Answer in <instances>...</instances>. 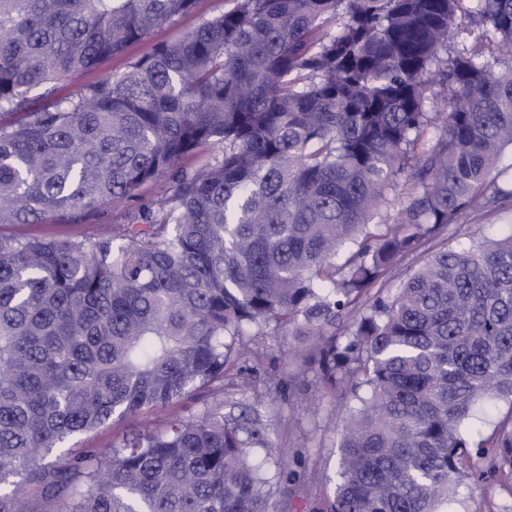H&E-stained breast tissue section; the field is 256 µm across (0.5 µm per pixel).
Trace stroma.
<instances>
[{
	"label": "stroma",
	"instance_id": "35a3bbf8",
	"mask_svg": "<svg viewBox=\"0 0 512 512\" xmlns=\"http://www.w3.org/2000/svg\"><path fill=\"white\" fill-rule=\"evenodd\" d=\"M224 11V0H199L194 11L155 28L142 41L128 46L98 67L82 74L77 84H61L56 96L65 97L76 86L95 84L117 76L133 61L157 45L185 36L204 20ZM166 180L141 186L134 197L116 198L81 224H60L44 219L35 224L0 227V234L18 239L89 238L102 225L128 223L140 206L164 196ZM512 231V205L487 216H463L448 229L451 244H467L484 237H499ZM260 362H243L242 372H228L221 384L195 392L164 408H149L116 417L91 431L70 439V447L83 452L108 448L126 435L160 427L174 415H194L204 406L220 404L225 421L238 424L247 440L251 460L264 465L276 486H292L284 502L285 512H316L321 499L332 494L339 462L338 441L349 413L348 399L341 392L320 386L310 373H302L299 342L284 330L266 329L254 337ZM512 506V494L480 478L466 481L448 512H503Z\"/></svg>",
	"mask_w": 512,
	"mask_h": 512
}]
</instances>
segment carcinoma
<instances>
[{"instance_id": "carcinoma-1", "label": "carcinoma", "mask_w": 512, "mask_h": 512, "mask_svg": "<svg viewBox=\"0 0 512 512\" xmlns=\"http://www.w3.org/2000/svg\"><path fill=\"white\" fill-rule=\"evenodd\" d=\"M196 2L0 0V226L78 224L170 183L94 238L0 234V512H278L217 404L49 460L224 380L268 326L310 347L324 387L370 389L317 512H445L474 476L512 480V414L491 437L469 429L479 401L512 403V232L445 236L512 202V0H224L123 74L54 96ZM433 73L445 134L414 159ZM397 192L396 222L370 231ZM427 257V252L412 254L405 257L401 263L392 271L389 281L383 286L381 291L382 295H387L394 292L401 279L405 277L407 272L411 269L418 267L423 260Z\"/></svg>"}]
</instances>
